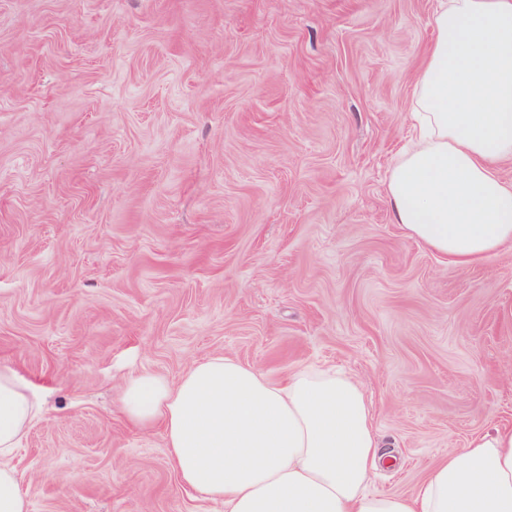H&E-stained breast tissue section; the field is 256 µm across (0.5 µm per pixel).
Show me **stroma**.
I'll return each mask as SVG.
<instances>
[{
	"label": "stroma",
	"instance_id": "35a3bbf8",
	"mask_svg": "<svg viewBox=\"0 0 512 512\" xmlns=\"http://www.w3.org/2000/svg\"><path fill=\"white\" fill-rule=\"evenodd\" d=\"M437 0H0V362L44 388L31 512H224L128 375L233 357L357 381L409 492L512 423V248L445 264L389 168Z\"/></svg>",
	"mask_w": 512,
	"mask_h": 512
}]
</instances>
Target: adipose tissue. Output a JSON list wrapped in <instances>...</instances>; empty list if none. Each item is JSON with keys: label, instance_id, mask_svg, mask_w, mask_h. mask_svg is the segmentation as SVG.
<instances>
[{"label": "adipose tissue", "instance_id": "adipose-tissue-1", "mask_svg": "<svg viewBox=\"0 0 512 512\" xmlns=\"http://www.w3.org/2000/svg\"><path fill=\"white\" fill-rule=\"evenodd\" d=\"M413 90V132L387 181L395 223L448 263L512 247V0H439ZM132 425L161 428L182 485L224 512H512V427L449 450L412 492L375 494L386 455L359 385L333 369L272 378L221 354L178 381L131 375ZM42 409L0 363V512H30L11 459Z\"/></svg>", "mask_w": 512, "mask_h": 512}]
</instances>
